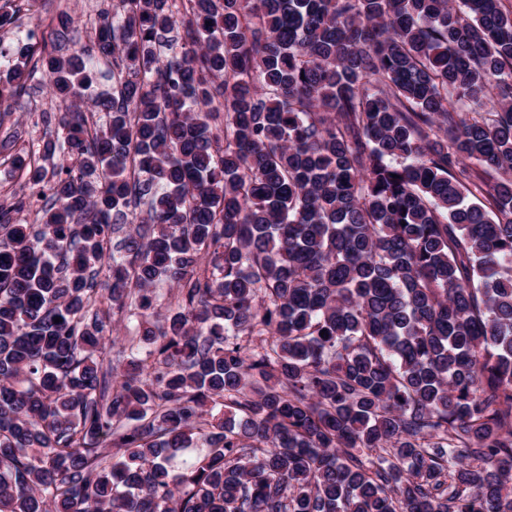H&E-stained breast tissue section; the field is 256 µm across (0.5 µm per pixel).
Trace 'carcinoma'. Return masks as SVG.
I'll return each mask as SVG.
<instances>
[{
  "mask_svg": "<svg viewBox=\"0 0 512 512\" xmlns=\"http://www.w3.org/2000/svg\"><path fill=\"white\" fill-rule=\"evenodd\" d=\"M120 2L0 80V512H512V8ZM14 108L15 112H0V139L8 132L17 131L26 142L38 140L49 132L43 121V112H59L58 103L39 84L32 85ZM18 117L21 118L19 123L16 122Z\"/></svg>",
  "mask_w": 512,
  "mask_h": 512,
  "instance_id": "obj_1",
  "label": "carcinoma"
}]
</instances>
